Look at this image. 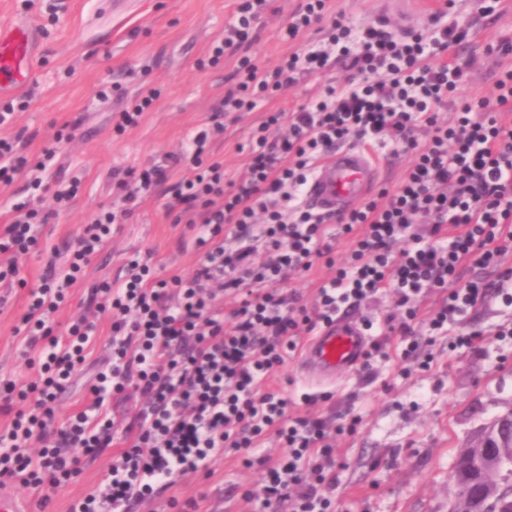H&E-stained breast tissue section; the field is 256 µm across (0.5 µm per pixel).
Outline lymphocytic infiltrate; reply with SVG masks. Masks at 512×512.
Wrapping results in <instances>:
<instances>
[{"label": "lymphocytic infiltrate", "mask_w": 512, "mask_h": 512, "mask_svg": "<svg viewBox=\"0 0 512 512\" xmlns=\"http://www.w3.org/2000/svg\"><path fill=\"white\" fill-rule=\"evenodd\" d=\"M267 0H238L224 28L225 50L246 42L267 9ZM466 31L438 14L431 30L394 33L387 21L360 31L332 22L320 48L283 55L270 69L244 57L236 84L185 153L128 171L120 180L119 207L83 225L66 259L50 257L38 287L30 289L17 329L32 380L0 381V410L11 413L0 431V484L36 488L49 503L80 474L86 458L123 446L112 457L103 485L72 500L68 512H134L143 501L167 497L174 477L206 473L225 449L252 448L274 432L285 451L278 461L261 457L263 505L269 512H329L338 483L323 419L288 414L290 401L265 388L285 365L297 336L331 322L342 305L395 288L399 305L433 288L445 289L431 320L443 328L450 316L475 306L512 279L501 258L512 250V70L496 83L494 100L459 96L464 68L458 58ZM454 51V62L437 54ZM349 59L360 75L343 89L327 87L288 117L274 113L252 136L246 172L226 178L224 165L208 161L209 144L223 137V117L254 110L266 92L297 83L323 69L331 56ZM452 103L454 117L440 121L437 107ZM287 120L288 132L270 138ZM426 129L427 143L416 133ZM373 145L391 141L415 160L394 190L336 219L349 238V261L337 265L325 236L326 217L304 204L315 166L349 139ZM54 150L26 167L14 145L0 139V182L26 172L29 189L51 193L66 207L77 180L53 178ZM190 163L191 176L169 181L168 169ZM164 188L167 215L195 230L200 260L191 276L155 277L149 258L133 256L121 281L94 285L89 303L109 324L108 355L89 388V402L67 418L58 397L90 353L98 324L77 318L66 334L55 317L86 267L157 188ZM51 212L31 199L13 203L0 226V282L20 273L19 259L38 249V225ZM432 227L441 246H422L412 228ZM325 259L334 275L319 287L313 307L284 292L293 275ZM500 269L491 279L486 269ZM138 394L143 401L125 425L112 414L113 400Z\"/></svg>", "instance_id": "obj_1"}]
</instances>
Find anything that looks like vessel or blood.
<instances>
[{
  "instance_id": "obj_1",
  "label": "vessel or blood",
  "mask_w": 512,
  "mask_h": 512,
  "mask_svg": "<svg viewBox=\"0 0 512 512\" xmlns=\"http://www.w3.org/2000/svg\"><path fill=\"white\" fill-rule=\"evenodd\" d=\"M32 51V27H0V91L26 80ZM379 181V167L371 152L340 148L315 168L305 189V200L320 215H337L361 206ZM369 347L370 338L358 321L339 316L310 337L300 366L307 379L332 384L338 376L361 367Z\"/></svg>"
}]
</instances>
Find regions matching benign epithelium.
I'll use <instances>...</instances> for the list:
<instances>
[{"instance_id":"obj_1","label":"benign epithelium","mask_w":512,"mask_h":512,"mask_svg":"<svg viewBox=\"0 0 512 512\" xmlns=\"http://www.w3.org/2000/svg\"><path fill=\"white\" fill-rule=\"evenodd\" d=\"M492 427L494 437L481 435L460 457L485 461L482 492L496 499L512 495V410L496 418ZM478 501V497L462 490L450 512H479Z\"/></svg>"}]
</instances>
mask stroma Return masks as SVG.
I'll return each mask as SVG.
<instances>
[{
    "label": "stroma",
    "instance_id": "stroma-1",
    "mask_svg": "<svg viewBox=\"0 0 512 512\" xmlns=\"http://www.w3.org/2000/svg\"><path fill=\"white\" fill-rule=\"evenodd\" d=\"M299 2L268 0L244 54L270 68L285 53L316 45L312 29L291 42L282 38L281 29ZM450 8L468 32L471 63L460 92L493 97L496 80L512 70V54L492 53L488 47L512 37V0H497L490 11L478 0H454ZM234 10L233 0H0V25L25 22L35 35L28 82L0 97V113L8 108L14 113L0 136L15 140L17 153L32 163L44 148H55L63 179H80L70 206L54 211L43 225L39 250L20 259L25 286L0 283V377L23 382L34 374L24 363L14 329L26 309L28 288L38 284L49 254H66L90 217L117 205L120 174L186 150L191 134L232 87L236 58L227 56L215 65L208 59ZM381 16L399 30L391 0H328L325 18H342L357 29ZM351 75L346 62L334 61L256 110L225 118L224 137L211 145L210 159L223 162L226 175L236 174L253 131L268 113L297 110L325 86L343 87ZM146 88L159 93L152 108L137 128L116 134V113ZM102 89L110 94L104 103L98 99ZM164 204L163 197H148L92 260L82 287L71 290L56 318L57 332H64L88 287L123 277L133 252L150 254L161 277L192 271L199 260L194 234L173 223ZM438 298L433 292L409 302L418 311L413 322L422 344L418 358L404 360L407 340L388 330L390 319L402 318L404 310L396 307L393 291L384 289L351 310L381 347L370 360V376L354 371L323 386L302 376L295 356L270 381L271 388L293 401V414L317 415L342 429L334 443L340 466L331 494L334 512H449L459 492L450 474L460 451L496 417L512 411V302L488 297L434 330L427 319ZM464 328L478 330L481 342L456 347ZM306 392L319 394V401L300 404ZM111 460L106 453L87 462L44 506L32 488L16 485L12 491L33 512H67L71 499L104 482ZM212 469L209 477L176 478L171 496L197 499L202 512H263L260 468L244 467L229 452Z\"/></svg>",
    "mask_w": 512,
    "mask_h": 512
}]
</instances>
